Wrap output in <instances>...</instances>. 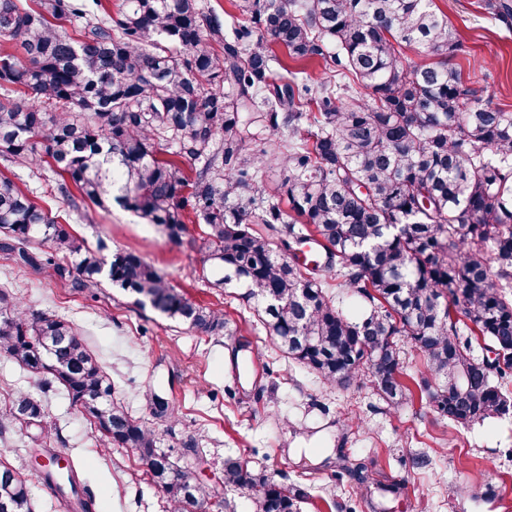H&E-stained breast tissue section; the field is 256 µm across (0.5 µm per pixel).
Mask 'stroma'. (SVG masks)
I'll use <instances>...</instances> for the list:
<instances>
[{"instance_id":"35a3bbf8","label":"stroma","mask_w":512,"mask_h":512,"mask_svg":"<svg viewBox=\"0 0 512 512\" xmlns=\"http://www.w3.org/2000/svg\"><path fill=\"white\" fill-rule=\"evenodd\" d=\"M434 8L447 14L464 42L456 63L465 80L512 111V32L485 0H434ZM0 174L89 247L138 253L171 285L228 319L227 334L199 336L109 283L78 292L52 270L20 268L0 255V287L72 322L109 375L114 402L151 424L159 452L213 488L198 512H226L230 504L249 512L245 499L223 485L228 454L306 488L310 498L301 512H512V414L464 427L440 418L417 395L399 408L387 406L364 376L346 388L327 387L272 344L240 289L215 287L203 263V226L190 225L176 247L157 225L116 203L102 210L60 194V178L48 165L0 158ZM243 339L248 351L233 355ZM150 392L175 406L173 418H151ZM26 393L43 400L51 434L35 427L7 433L0 437V462L27 477L33 512H63L38 475L36 448L59 454L85 479L94 512H170L132 450L100 445L61 386L0 352V409ZM189 442L196 453L186 452ZM344 466L364 467L369 482L336 480ZM381 482L400 485V494L381 495Z\"/></svg>"}]
</instances>
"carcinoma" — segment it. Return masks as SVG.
<instances>
[{
  "mask_svg": "<svg viewBox=\"0 0 512 512\" xmlns=\"http://www.w3.org/2000/svg\"><path fill=\"white\" fill-rule=\"evenodd\" d=\"M32 2L0 0V46L23 50H0V156L50 158L82 199L113 200L178 246L202 221L216 284L245 289L285 356L330 386L366 375L402 405L407 343L425 360L416 386L439 416L474 425L512 410V112L463 79L453 63L463 43L433 0H230L222 18L198 0H122L78 41L63 24L98 0ZM488 8L512 29V0ZM276 47L302 68L273 78ZM272 166L286 209L260 185ZM104 248L0 176V252L14 262L82 291L105 277L201 336L224 329L223 313L155 265L133 251L107 261ZM335 286L350 310L330 298ZM0 350L63 386L103 445L134 451L171 512L212 498L112 402V381L70 321L0 289ZM146 403L156 419L175 414L157 393ZM44 416L22 394L0 411V436L17 425L46 435ZM224 488L251 512H300L310 497L234 455ZM0 512H32L28 481L1 463Z\"/></svg>",
  "mask_w": 512,
  "mask_h": 512,
  "instance_id": "cac0c4a2",
  "label": "carcinoma"
}]
</instances>
